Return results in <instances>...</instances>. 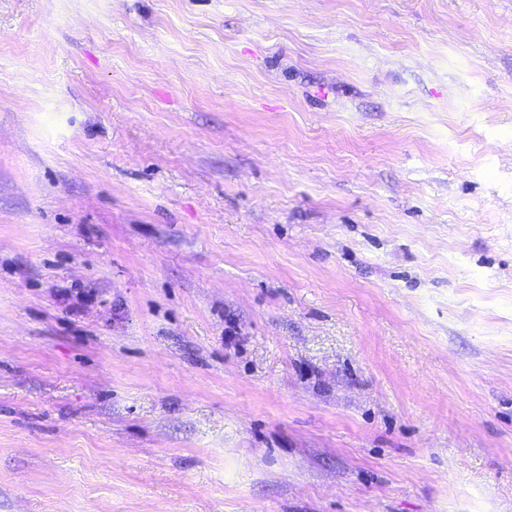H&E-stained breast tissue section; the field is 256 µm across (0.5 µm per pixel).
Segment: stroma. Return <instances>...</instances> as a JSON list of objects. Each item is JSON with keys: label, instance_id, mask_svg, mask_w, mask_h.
Here are the masks:
<instances>
[{"label": "stroma", "instance_id": "stroma-1", "mask_svg": "<svg viewBox=\"0 0 512 512\" xmlns=\"http://www.w3.org/2000/svg\"><path fill=\"white\" fill-rule=\"evenodd\" d=\"M0 512H512V0H0Z\"/></svg>", "mask_w": 512, "mask_h": 512}]
</instances>
